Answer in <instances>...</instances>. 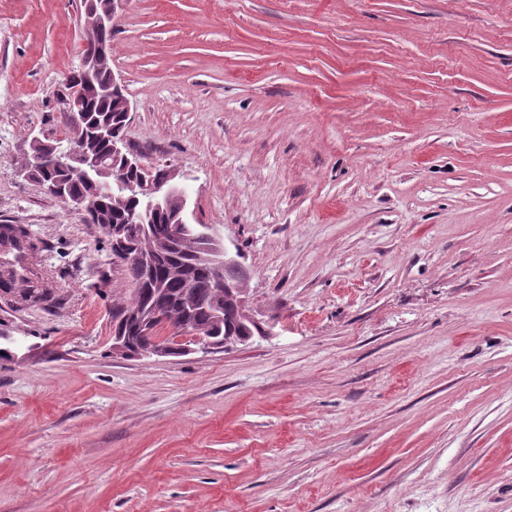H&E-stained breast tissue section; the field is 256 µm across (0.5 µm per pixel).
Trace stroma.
<instances>
[{
	"mask_svg": "<svg viewBox=\"0 0 512 512\" xmlns=\"http://www.w3.org/2000/svg\"><path fill=\"white\" fill-rule=\"evenodd\" d=\"M82 0H0V512H512V0H128L127 139L239 248L265 335L112 354L100 227L23 171L64 138ZM29 238L20 224H0V245L13 254L12 259L1 260L4 270L0 275V291L16 293L20 301L28 305L51 307L58 297L49 283L29 267V258L37 250V245Z\"/></svg>",
	"mask_w": 512,
	"mask_h": 512,
	"instance_id": "1",
	"label": "stroma"
}]
</instances>
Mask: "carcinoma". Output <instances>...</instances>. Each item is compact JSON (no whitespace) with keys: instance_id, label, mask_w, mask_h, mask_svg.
I'll use <instances>...</instances> for the list:
<instances>
[{"instance_id":"1","label":"carcinoma","mask_w":512,"mask_h":512,"mask_svg":"<svg viewBox=\"0 0 512 512\" xmlns=\"http://www.w3.org/2000/svg\"><path fill=\"white\" fill-rule=\"evenodd\" d=\"M82 113L83 128L87 131L107 127L124 134L119 102L92 94L83 102ZM95 146L111 164V187L101 188L75 174L48 166L34 171L33 178L37 182L57 180L68 197L97 199L94 209L86 214L109 237L115 226L128 223L133 216L142 217L145 229L134 242L135 249L156 255L157 262L146 272L127 273L131 283L128 294L112 299V326L128 340L130 350L138 355L140 350L158 341L167 346L169 355H180V344L161 338L160 333L167 329L176 334L190 330L211 341H222L229 334L255 335V326L239 312L240 291L246 288V281L234 277L224 269V264L199 257L195 225H184L180 241L170 238L168 227L173 214L181 208L182 198L167 206L147 207L141 196L124 188L139 180L144 172L113 158L112 139L98 140ZM0 245L13 254L12 258L0 262L4 265L0 272V291L16 293L28 305L53 306L58 300L56 291L29 267V258L37 245L29 240L24 227L0 224ZM224 280L238 285L239 289L218 288L217 284Z\"/></svg>"}]
</instances>
